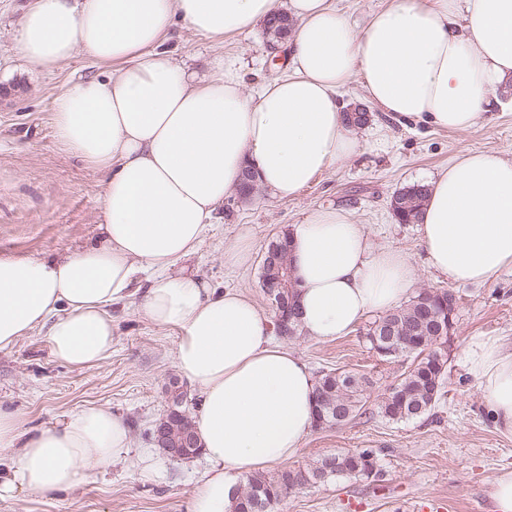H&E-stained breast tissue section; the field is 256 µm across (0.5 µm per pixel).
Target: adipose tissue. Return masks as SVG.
Returning a JSON list of instances; mask_svg holds the SVG:
<instances>
[{
	"label": "adipose tissue",
	"instance_id": "1",
	"mask_svg": "<svg viewBox=\"0 0 512 512\" xmlns=\"http://www.w3.org/2000/svg\"><path fill=\"white\" fill-rule=\"evenodd\" d=\"M279 0H32L15 31L20 55L52 71L76 54L103 77L69 83L54 99L58 146L104 179L97 242L60 258H0V351L38 329L74 366L112 351L113 304L139 275L144 315L178 332L175 364L199 392L196 434L209 462L187 512H231L235 484L295 458L312 426L315 381L243 292L177 274L245 169L292 199L352 157L359 140L340 90L402 124L465 132L512 78V0H387L355 30L331 0H288L297 27L287 73L246 93L238 66L217 58L185 68L165 42L175 21L205 39L253 27ZM428 265L449 281L484 283L512 267V159L459 155L430 181L422 210ZM300 329L315 341L344 336L385 313L413 283L408 258L379 249L352 213L311 209L291 232ZM469 374L496 428L512 435V349L470 337ZM129 431L104 407H85L24 435L0 413V495H46L87 470L125 458Z\"/></svg>",
	"mask_w": 512,
	"mask_h": 512
}]
</instances>
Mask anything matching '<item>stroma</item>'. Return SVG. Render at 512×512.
Listing matches in <instances>:
<instances>
[{"mask_svg":"<svg viewBox=\"0 0 512 512\" xmlns=\"http://www.w3.org/2000/svg\"><path fill=\"white\" fill-rule=\"evenodd\" d=\"M29 4L0 0V257L54 258L100 234L103 179L58 147L52 127L56 95L70 80L97 70L81 55L53 72L27 63L14 34ZM167 46L202 73L216 57H240L248 65L250 86L281 75L289 64L285 57L274 60L260 23L221 43L177 25ZM500 98V106L477 126L458 133L425 123L402 125L372 110L370 124L356 132L360 148L355 157L317 176L293 199L265 189L248 200L225 199L197 251L182 262L184 273L240 290L274 315L261 287V254L310 209L334 204L353 211L378 248L408 256L414 270L411 295L447 288L457 296L442 397L431 412L412 421L391 423L377 413L381 397L410 360H379L365 341V325L332 342L302 334L287 340L313 376L339 368L373 383L367 415L337 428L311 430L291 467L376 448L386 479L375 485L343 477L308 485L274 512H419V504L431 499L443 500L446 512H493L488 489L502 471H512V436L496 430L468 373L463 348L472 336H496L512 344V269L480 285L449 283L429 268L419 225L398 223L391 200L405 186L429 182L462 153L489 150L512 158V85ZM244 229L251 233L257 259L245 269L225 266V247ZM146 288V280L136 281L132 296L113 306L112 352L98 364L75 367L56 359L41 330L0 351V410L13 413L22 432L100 406L126 421L131 438L129 455L111 468L89 470L68 490L2 497L0 512H186L207 463L202 456L170 460L148 439L170 407L168 382L179 372L176 331L156 327L140 310Z\"/></svg>","mask_w":512,"mask_h":512,"instance_id":"obj_1","label":"stroma"}]
</instances>
